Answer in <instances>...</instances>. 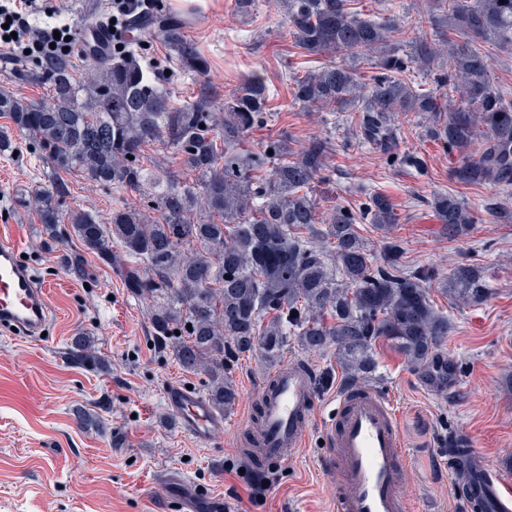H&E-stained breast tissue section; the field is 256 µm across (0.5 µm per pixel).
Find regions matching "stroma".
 <instances>
[{"mask_svg": "<svg viewBox=\"0 0 512 512\" xmlns=\"http://www.w3.org/2000/svg\"><path fill=\"white\" fill-rule=\"evenodd\" d=\"M162 3L167 13L189 21L186 33L209 59V76L223 94L251 72L264 77L269 120L248 134L245 148L261 150L283 135L296 150L316 139L329 141L328 178L312 190L322 216L333 205L352 206L370 194L395 204L399 221L391 237L401 247L398 263L433 274L430 297L451 329L433 363L422 368L377 343L376 368L362 384L388 397L399 414L407 454L401 491L411 512H463L459 473L448 465L452 440L512 478V223L486 210L491 202L512 209V188L451 181L453 161L426 136L419 116L401 122L400 157L391 161L358 142L352 113L295 104L292 79L346 57L294 48L278 0H257L246 16L236 0ZM355 8L371 18L394 9L392 42L400 53L409 52L418 36L410 20L415 0H356ZM406 154L420 157L422 167L405 164ZM45 173L26 140H19L17 156H0V240L17 244L33 272L53 284L45 342L0 331V512H181L162 480L170 470L181 472L201 494L222 496L224 512H333L338 480L320 465V427H312L293 460L267 468L264 476L245 468L235 446L237 430L276 369L258 355H242L233 366L240 397L222 435L205 445L179 431L163 391L172 382L204 391L205 376L184 373L153 345L146 303L132 297L95 255L86 254L90 276L82 280L60 260L76 250V240L64 239L51 252L43 248L41 226L18 191ZM443 192L461 196L475 211L468 236L448 238L439 223L432 200ZM138 202L128 192L80 186L68 205L105 213ZM461 263L483 268L489 288L483 304H456L443 290L450 269ZM81 330L95 340L98 368L81 367L67 353L70 337ZM284 360L315 370L324 412L335 407L339 388L351 381L332 348L313 353L292 341ZM79 408L108 418V429L80 427L74 418Z\"/></svg>", "mask_w": 512, "mask_h": 512, "instance_id": "1", "label": "stroma"}]
</instances>
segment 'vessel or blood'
<instances>
[{
	"instance_id": "b4317fda",
	"label": "vessel or blood",
	"mask_w": 512,
	"mask_h": 512,
	"mask_svg": "<svg viewBox=\"0 0 512 512\" xmlns=\"http://www.w3.org/2000/svg\"><path fill=\"white\" fill-rule=\"evenodd\" d=\"M17 245L0 242V330L37 342L47 331L51 308L49 289L21 263ZM261 394L263 430L257 437L255 457L273 465L290 460L305 442L318 412L312 371L289 363L271 377ZM165 401L183 432L207 444L224 429V421L207 400L179 383L169 384ZM324 432L331 442L324 460L335 470L344 487L337 499V512H408L399 487L407 457L398 415L390 400L371 388L344 389L338 413L328 419ZM469 467L477 477L469 512H512V488L477 454H470ZM168 481L176 490L183 512H222L224 501L202 497L177 472Z\"/></svg>"
}]
</instances>
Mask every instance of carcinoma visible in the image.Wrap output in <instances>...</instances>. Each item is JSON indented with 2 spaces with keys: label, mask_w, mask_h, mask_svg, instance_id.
Instances as JSON below:
<instances>
[{
  "label": "carcinoma",
  "mask_w": 512,
  "mask_h": 512,
  "mask_svg": "<svg viewBox=\"0 0 512 512\" xmlns=\"http://www.w3.org/2000/svg\"><path fill=\"white\" fill-rule=\"evenodd\" d=\"M351 2L282 0L300 51L344 52L376 69L363 85L346 64L310 71L294 80L293 101L358 113V139L390 159L397 157L395 117L414 112L428 119V137L456 156L457 183L511 187L512 100L497 86L481 43L493 38L512 51V0H427L414 18L423 34L405 56L391 43L394 19L364 17ZM94 19L93 11L83 14L63 49L12 63L11 81L45 85L47 100L0 87V115L9 120L0 128V154L17 148V132L49 169L29 200L43 243L76 239L121 275L131 295L148 300L152 336L183 371L207 377L206 397L221 413L238 402L236 357L258 351L275 363L291 340L310 351L336 346L355 377L375 370L379 340L416 367L429 364L448 338V317L429 298L432 275L403 271L393 242L378 262L357 231L364 221L398 223L388 199L371 194L356 208L338 205L318 231L309 189L326 177L329 142L296 151L283 137L259 152L242 149L245 133L268 118L269 88L259 74L224 96L208 81L210 63L183 22L160 11L131 26L132 49L83 65L84 32ZM157 40L197 84L190 99H174L143 69V44ZM443 54L447 65L435 78L457 92L454 99L419 92L406 80L413 68L432 74ZM153 143L169 149L174 165L146 157ZM84 182L135 193L144 206L114 207L106 218L64 209ZM433 208L450 237L467 235L476 223L455 194L437 195ZM487 291L479 267L451 269L447 294L458 304H479ZM69 350L80 365L101 362L86 332L71 337ZM75 416L107 427L100 415L78 408Z\"/></svg>",
  "instance_id": "cac0c4a2"
}]
</instances>
